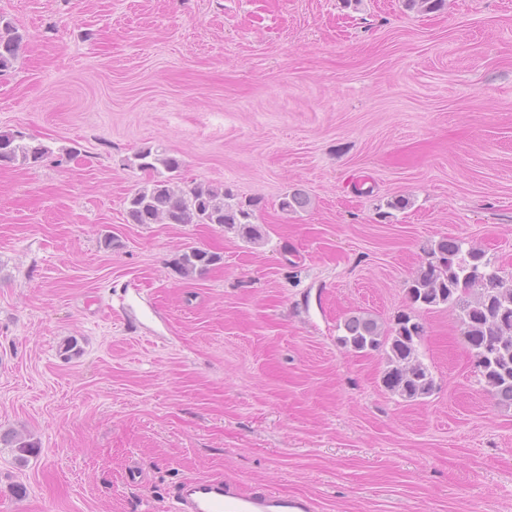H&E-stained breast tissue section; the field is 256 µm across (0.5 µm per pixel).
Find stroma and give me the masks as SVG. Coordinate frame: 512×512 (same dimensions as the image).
<instances>
[{
	"mask_svg": "<svg viewBox=\"0 0 512 512\" xmlns=\"http://www.w3.org/2000/svg\"><path fill=\"white\" fill-rule=\"evenodd\" d=\"M0 15L23 36L0 131L53 150L0 168V433L39 444L23 462L0 445V512H171L198 477L311 512H512V408L478 382L454 310L417 313L420 401L384 389V352L337 341L352 315L390 324L443 237L512 273V0ZM149 146L181 160L180 186L258 199L263 241L128 223ZM295 189L311 204L288 215ZM191 247L220 260L183 276Z\"/></svg>",
	"mask_w": 512,
	"mask_h": 512,
	"instance_id": "35a3bbf8",
	"label": "stroma"
}]
</instances>
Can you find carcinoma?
I'll return each instance as SVG.
<instances>
[{
  "label": "carcinoma",
  "mask_w": 512,
  "mask_h": 512,
  "mask_svg": "<svg viewBox=\"0 0 512 512\" xmlns=\"http://www.w3.org/2000/svg\"><path fill=\"white\" fill-rule=\"evenodd\" d=\"M410 10L431 12L446 0H404ZM23 35L0 16V73L13 67ZM51 153L41 142L28 141L20 132H0V166H35ZM137 166L150 179L126 199L130 224H216L237 233L248 243L263 240L260 225L253 222L257 202L236 200L224 189L196 184L184 188L177 182L180 160L160 148H144L135 154ZM309 198L295 190L285 194L280 209L285 213L305 209ZM425 256L406 288L408 310L399 312L388 328L363 314L344 321L343 347L355 352L383 351L388 360L382 377L385 388L405 401L430 395L432 373L419 357L418 344L425 327L415 312L447 306L457 312L461 335L473 357L478 381L496 404L512 407V276L501 274L483 249L462 239L443 238L424 250ZM220 257L191 248L179 258L186 276L201 275ZM0 441L15 449L19 460L38 452L31 439L12 434Z\"/></svg>",
  "instance_id": "cac0c4a2"
}]
</instances>
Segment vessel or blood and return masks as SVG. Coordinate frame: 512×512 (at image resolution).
<instances>
[{
    "label": "vessel or blood",
    "instance_id": "vessel-or-blood-1",
    "mask_svg": "<svg viewBox=\"0 0 512 512\" xmlns=\"http://www.w3.org/2000/svg\"><path fill=\"white\" fill-rule=\"evenodd\" d=\"M173 512H309L304 501L244 491L221 479H190L173 493Z\"/></svg>",
    "mask_w": 512,
    "mask_h": 512
}]
</instances>
